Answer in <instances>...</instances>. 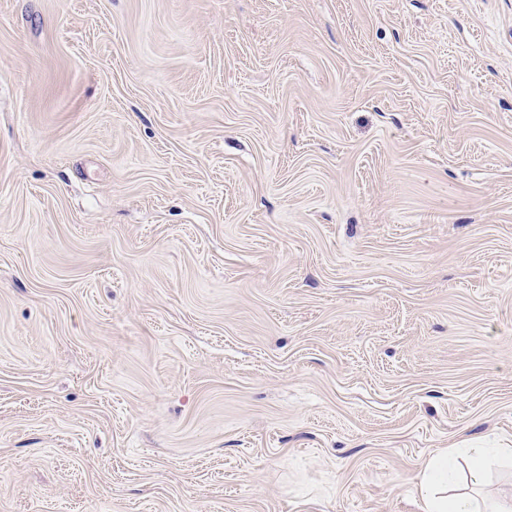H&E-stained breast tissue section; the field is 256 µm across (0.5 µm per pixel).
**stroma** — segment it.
<instances>
[{
    "label": "stroma",
    "mask_w": 512,
    "mask_h": 512,
    "mask_svg": "<svg viewBox=\"0 0 512 512\" xmlns=\"http://www.w3.org/2000/svg\"><path fill=\"white\" fill-rule=\"evenodd\" d=\"M512 493V0H0V512ZM457 469L453 450L437 454L423 471L418 494L424 512H511L512 497L479 501L470 495L453 492Z\"/></svg>",
    "instance_id": "1"
}]
</instances>
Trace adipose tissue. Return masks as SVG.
Wrapping results in <instances>:
<instances>
[{
    "instance_id": "1",
    "label": "adipose tissue",
    "mask_w": 512,
    "mask_h": 512,
    "mask_svg": "<svg viewBox=\"0 0 512 512\" xmlns=\"http://www.w3.org/2000/svg\"><path fill=\"white\" fill-rule=\"evenodd\" d=\"M457 479L453 451H442L423 471L418 494L423 512H512V497L477 500L453 491Z\"/></svg>"
}]
</instances>
